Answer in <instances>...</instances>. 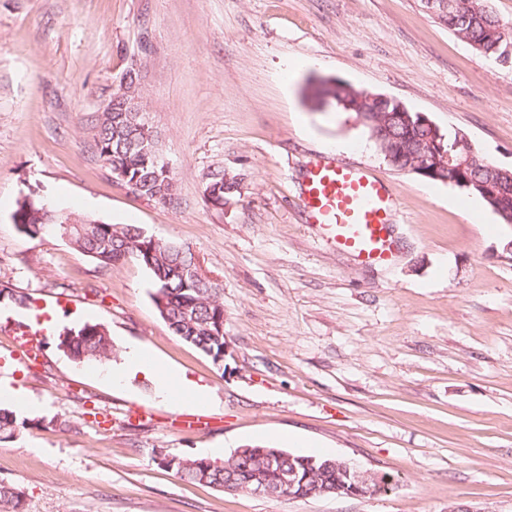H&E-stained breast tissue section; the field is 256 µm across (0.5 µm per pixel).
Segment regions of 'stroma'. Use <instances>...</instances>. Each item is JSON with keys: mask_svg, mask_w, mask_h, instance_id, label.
Masks as SVG:
<instances>
[{"mask_svg": "<svg viewBox=\"0 0 512 512\" xmlns=\"http://www.w3.org/2000/svg\"><path fill=\"white\" fill-rule=\"evenodd\" d=\"M177 184L129 192L92 126L131 60ZM337 78L425 113L512 169V66L453 35L420 0H0V383L32 425L0 435L19 512H512V224L481 199L390 166L354 114L312 107ZM324 154L395 187L399 241L363 266L306 220L302 182ZM239 192L217 208L207 176ZM31 196L185 244L221 287L223 362L175 336L135 260L102 266L12 220ZM108 326L121 364L142 346L206 387L202 424L137 377L118 388L58 350L11 358L30 313ZM269 444L388 474L364 498L227 493L180 480L157 453Z\"/></svg>", "mask_w": 512, "mask_h": 512, "instance_id": "35a3bbf8", "label": "stroma"}]
</instances>
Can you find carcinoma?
Masks as SVG:
<instances>
[{"label": "carcinoma", "instance_id": "1", "mask_svg": "<svg viewBox=\"0 0 512 512\" xmlns=\"http://www.w3.org/2000/svg\"><path fill=\"white\" fill-rule=\"evenodd\" d=\"M456 8L439 17L456 37L468 42L475 50L492 59H502V64H512V35L505 32L503 24L491 6V0H455ZM324 97L334 99L342 112H371L381 123L384 135L376 140L378 148L390 147V166L399 171L412 169L418 159V147L426 141L429 129L422 126L417 113L395 103L371 101L364 91L346 82L322 79L314 90L311 101ZM126 94L112 95V111L100 112L93 125V137L99 158L109 170H121L126 179L122 185L137 186V194L159 203L174 202L177 188L173 177L165 174L154 164L159 152L158 139L152 126L130 125L123 112ZM411 117L410 124L402 122L398 112ZM477 163L458 170L448 168L442 182L459 186L467 180L470 186L465 192L482 197L487 188L496 193L502 211L499 216L506 224H512V178L495 169V164L481 155ZM209 182L221 185L220 198L227 201L236 196L238 183L222 170L209 174ZM14 214L21 215L20 232L29 237L38 235L43 225L29 217L25 206L19 204ZM69 215L60 216L52 231L69 238L83 254L103 266H112L133 258L151 274L156 291L154 303L165 300V310L159 311L173 333L194 346L213 361L224 360V306L217 300L219 285L196 272L195 256L190 247L175 242H153L151 235L134 224L95 223L93 219L78 218L68 224ZM58 348L79 362H107L112 359L113 345L108 328L101 323H86L78 329H64L58 335ZM26 425L10 409L0 407V433L12 434ZM333 458H317L307 467L300 456H288L277 447L247 446L236 457L223 461L207 457H180L174 464L167 457L160 464L172 466L183 481L207 484L219 490L224 484L245 492L258 481L277 495L282 493L281 474L297 469L305 484H297L290 491L293 498H305L317 488L336 484V468ZM20 492L0 484V508H16Z\"/></svg>", "mask_w": 512, "mask_h": 512}]
</instances>
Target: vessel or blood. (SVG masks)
Returning a JSON list of instances; mask_svg holds the SVG:
<instances>
[{
    "label": "vessel or blood",
    "mask_w": 512,
    "mask_h": 512,
    "mask_svg": "<svg viewBox=\"0 0 512 512\" xmlns=\"http://www.w3.org/2000/svg\"><path fill=\"white\" fill-rule=\"evenodd\" d=\"M303 195L309 223L319 225L338 249L366 265L394 260L398 242L391 217L397 198L389 182L320 156L306 171Z\"/></svg>",
    "instance_id": "b4317fda"
}]
</instances>
